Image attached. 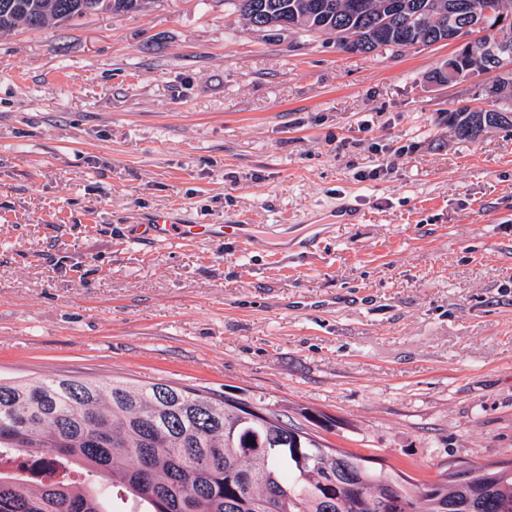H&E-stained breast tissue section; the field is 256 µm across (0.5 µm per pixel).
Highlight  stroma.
Masks as SVG:
<instances>
[{
  "mask_svg": "<svg viewBox=\"0 0 512 512\" xmlns=\"http://www.w3.org/2000/svg\"><path fill=\"white\" fill-rule=\"evenodd\" d=\"M450 51L224 0L0 33V377L226 395L419 480L512 461V131L449 129ZM161 210L244 238L143 239Z\"/></svg>",
  "mask_w": 512,
  "mask_h": 512,
  "instance_id": "obj_1",
  "label": "stroma"
}]
</instances>
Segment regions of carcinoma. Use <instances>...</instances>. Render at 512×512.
<instances>
[{
    "label": "carcinoma",
    "instance_id": "1",
    "mask_svg": "<svg viewBox=\"0 0 512 512\" xmlns=\"http://www.w3.org/2000/svg\"><path fill=\"white\" fill-rule=\"evenodd\" d=\"M345 0H224L249 23L306 18L298 31L358 35L359 53L433 45L448 32L450 0H369L350 15ZM141 0H0V32L40 29L85 11H132ZM456 108L448 125L475 141L488 128L512 130V109ZM236 400L167 383L74 378L0 380V455L27 454L82 482H31L0 468V512H512V463H464L430 480L339 451L275 414L246 420Z\"/></svg>",
    "mask_w": 512,
    "mask_h": 512
}]
</instances>
